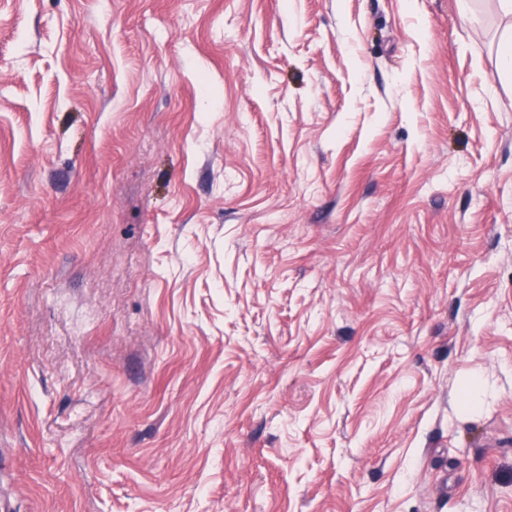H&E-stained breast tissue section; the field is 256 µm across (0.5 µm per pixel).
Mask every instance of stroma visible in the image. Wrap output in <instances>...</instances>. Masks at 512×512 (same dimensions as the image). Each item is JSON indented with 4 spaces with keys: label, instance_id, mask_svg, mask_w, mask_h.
<instances>
[{
    "label": "stroma",
    "instance_id": "stroma-1",
    "mask_svg": "<svg viewBox=\"0 0 512 512\" xmlns=\"http://www.w3.org/2000/svg\"><path fill=\"white\" fill-rule=\"evenodd\" d=\"M0 0L11 512H512L495 0Z\"/></svg>",
    "mask_w": 512,
    "mask_h": 512
}]
</instances>
